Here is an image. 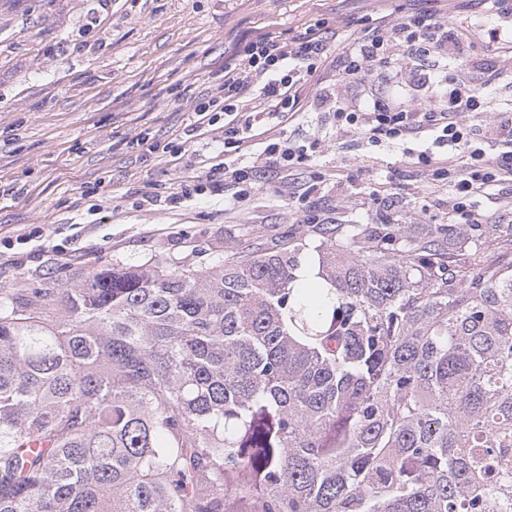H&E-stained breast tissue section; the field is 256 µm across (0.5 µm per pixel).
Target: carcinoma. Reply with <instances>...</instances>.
<instances>
[{"label":"carcinoma","mask_w":512,"mask_h":512,"mask_svg":"<svg viewBox=\"0 0 512 512\" xmlns=\"http://www.w3.org/2000/svg\"><path fill=\"white\" fill-rule=\"evenodd\" d=\"M0 287V512H512V226Z\"/></svg>","instance_id":"carcinoma-1"}]
</instances>
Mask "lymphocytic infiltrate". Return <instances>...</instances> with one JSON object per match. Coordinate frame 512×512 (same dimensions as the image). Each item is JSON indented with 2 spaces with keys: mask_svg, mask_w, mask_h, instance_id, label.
<instances>
[{
  "mask_svg": "<svg viewBox=\"0 0 512 512\" xmlns=\"http://www.w3.org/2000/svg\"><path fill=\"white\" fill-rule=\"evenodd\" d=\"M487 36L485 49L498 59L488 73L512 87V28L492 27ZM458 46L453 30L430 13L373 21L336 58L337 82L349 84L352 95L341 97L331 84L319 100L337 129L355 131L372 147L400 149L430 172L434 185L447 188L446 223L484 224L488 218L475 199L512 181V118L501 116L489 125L496 155L473 147L469 118L484 109V86L457 66ZM326 58L318 24L288 38L264 35L245 43L215 91L180 102L192 114L191 138L204 139L216 117H223V180L205 184L190 177L178 191H154L151 202L211 192L238 203L260 174L308 161L318 142L296 144L287 128L309 111L301 91L320 83ZM457 152L466 154L465 162L454 160Z\"/></svg>",
  "mask_w": 512,
  "mask_h": 512,
  "instance_id": "lymphocytic-infiltrate-1",
  "label": "lymphocytic infiltrate"
}]
</instances>
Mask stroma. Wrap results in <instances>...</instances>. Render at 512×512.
Segmentation results:
<instances>
[{"instance_id": "stroma-1", "label": "stroma", "mask_w": 512, "mask_h": 512, "mask_svg": "<svg viewBox=\"0 0 512 512\" xmlns=\"http://www.w3.org/2000/svg\"><path fill=\"white\" fill-rule=\"evenodd\" d=\"M0 0V286L35 273L83 271V263L205 265L225 249L295 237L319 244L302 211L336 224H403L428 233L448 209L444 189L399 153L337 131L332 115L304 114L288 133L325 140L322 153L257 182L228 209L220 195L153 206L151 185L212 177L224 125L188 141L181 97L208 92L212 76L255 36H291L317 21L337 37L358 34L408 0ZM465 30L482 57L485 29L502 19L483 0H420ZM145 145H135V138ZM182 144L172 154L170 142ZM310 188L304 205L291 198Z\"/></svg>"}]
</instances>
